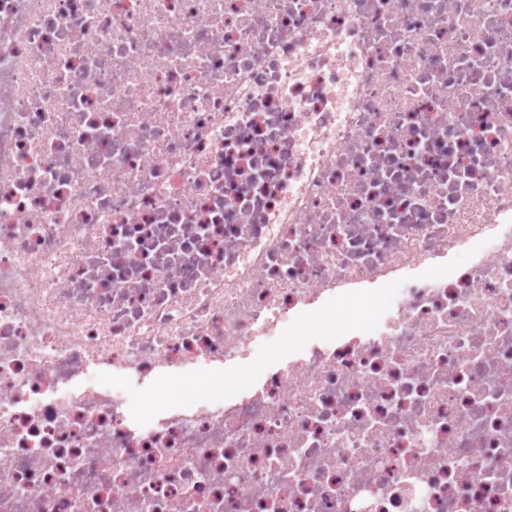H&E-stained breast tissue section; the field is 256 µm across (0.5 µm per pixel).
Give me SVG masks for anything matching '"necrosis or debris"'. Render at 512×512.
<instances>
[{"label": "necrosis or debris", "instance_id": "4bbe7bcc", "mask_svg": "<svg viewBox=\"0 0 512 512\" xmlns=\"http://www.w3.org/2000/svg\"><path fill=\"white\" fill-rule=\"evenodd\" d=\"M510 224L512 0H0V512H512ZM294 341L283 349L282 357L288 360V357L304 354L312 345L320 344L328 340L327 336H319L322 327L319 322L313 318H307L297 321L294 325ZM276 343L277 341H258L249 360H247L245 363L225 364L224 370H213L214 372H211L206 368H200L198 370L200 382L197 388L195 398L201 401H206L217 399L219 396L224 394V392H218L213 390L212 385L214 383L215 377L220 378L224 376V386L236 384L241 380L239 376L225 374H246V379L242 384L235 387H230L226 389L224 388L226 391L229 389L240 387L246 388L257 377L258 371L260 370V368L264 366L271 352L280 348V345ZM96 379L99 383L112 386L113 391L126 398L134 410H147L150 392L147 387L138 385L134 379L123 375L106 373L97 376Z\"/></svg>", "mask_w": 512, "mask_h": 512}]
</instances>
